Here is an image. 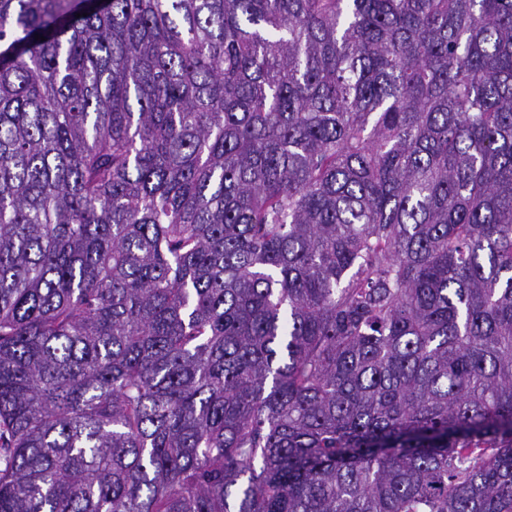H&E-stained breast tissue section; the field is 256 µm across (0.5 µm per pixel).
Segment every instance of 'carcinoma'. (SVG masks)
Masks as SVG:
<instances>
[{
	"mask_svg": "<svg viewBox=\"0 0 512 512\" xmlns=\"http://www.w3.org/2000/svg\"><path fill=\"white\" fill-rule=\"evenodd\" d=\"M0 512H512V0H0Z\"/></svg>",
	"mask_w": 512,
	"mask_h": 512,
	"instance_id": "carcinoma-1",
	"label": "carcinoma"
}]
</instances>
